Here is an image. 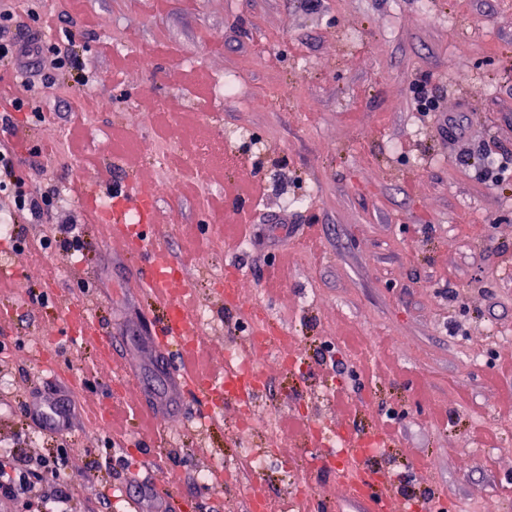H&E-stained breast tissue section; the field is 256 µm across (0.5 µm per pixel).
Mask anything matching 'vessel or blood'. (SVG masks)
<instances>
[{
	"label": "vessel or blood",
	"mask_w": 512,
	"mask_h": 512,
	"mask_svg": "<svg viewBox=\"0 0 512 512\" xmlns=\"http://www.w3.org/2000/svg\"><path fill=\"white\" fill-rule=\"evenodd\" d=\"M112 199V209L103 218L102 228L110 239L120 243L127 255L144 258L141 286L152 302L166 310L161 335L175 360L180 384L197 391L212 406L236 407V400L224 394L223 375L203 367L201 345L191 338V313L186 302L191 290L175 275V263L153 231V199L130 189L113 193ZM63 318L72 341L92 346L102 356H111V336L87 314L70 308ZM339 473L344 483H360L361 500L368 512H411L410 502L393 491L389 472L373 470L354 455Z\"/></svg>",
	"instance_id": "obj_1"
}]
</instances>
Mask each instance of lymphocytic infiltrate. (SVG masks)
Wrapping results in <instances>:
<instances>
[{
	"label": "lymphocytic infiltrate",
	"instance_id": "obj_1",
	"mask_svg": "<svg viewBox=\"0 0 512 512\" xmlns=\"http://www.w3.org/2000/svg\"><path fill=\"white\" fill-rule=\"evenodd\" d=\"M29 2L28 12L39 30L35 36L14 29V10L0 0V67L12 72L10 80H0V190L8 193L13 213L29 223L48 225V235L40 240L42 249L80 252L84 239L77 219L62 224L56 221L59 188L31 186L18 170V156L12 145L15 113L22 111L33 96L45 94L56 76L71 77L80 90L88 82L86 62L70 31L64 28L61 14L40 6L39 0ZM63 464V456L56 454L37 459L35 467L17 465L0 474V507L6 510L22 499L41 497V482L59 477Z\"/></svg>",
	"mask_w": 512,
	"mask_h": 512
}]
</instances>
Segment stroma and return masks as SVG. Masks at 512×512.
I'll return each instance as SVG.
<instances>
[{
	"mask_svg": "<svg viewBox=\"0 0 512 512\" xmlns=\"http://www.w3.org/2000/svg\"><path fill=\"white\" fill-rule=\"evenodd\" d=\"M71 17L67 27L97 81L79 94L71 78L17 113L14 137L30 184L65 186L69 211L83 223L84 253L41 252L45 226L17 219L30 246L0 236V460H32L66 446L61 483L79 487L76 512H241L231 484L193 481L199 469L232 459L228 420L200 429L210 408L180 389L158 342L162 312L138 292L143 262L97 232L83 203L90 186L103 200L137 187L157 205L155 231L188 276L194 303L214 322L203 330L205 362L224 367L225 340L239 341L240 314L229 311L202 256H213L256 295L260 317L295 336L312 377L342 388L347 404L314 400L364 430L402 418L381 466L397 492L421 502L436 494L447 512H483L495 499L512 512V174L484 179L479 160L495 144L512 163V0H43ZM113 46L102 54V42ZM468 53L458 57V43ZM274 56V63L263 60ZM468 80H460L459 71ZM235 73L239 95L216 103L212 89ZM427 78L444 115L464 122L449 145L439 120L417 112L413 80ZM305 111L279 98L281 88ZM110 101L101 110L99 101ZM56 111L54 123L34 110ZM54 155L30 156L40 144ZM171 146L166 170L151 150ZM198 153L188 169L183 156ZM261 179L265 195L244 189ZM249 217L261 236L276 218L288 234L241 249L236 224ZM422 232H415V225ZM278 266L276 288L266 286ZM454 285L455 300L442 293ZM85 305L114 336L115 360L99 367L91 346L69 342L67 306ZM43 337L34 350V337ZM333 344L343 364L325 361ZM133 392L112 395L120 382ZM43 394L74 408L64 434L35 428L27 416ZM111 397L123 417L121 439L93 412ZM184 424L171 437L170 423ZM281 454L266 480L273 500L287 489L285 469H301L302 419L281 412ZM428 456V467L415 460ZM316 512H365L335 476H313ZM59 482V483H60Z\"/></svg>",
	"mask_w": 512,
	"mask_h": 512,
	"instance_id": "35a3bbf8",
	"label": "stroma"
}]
</instances>
